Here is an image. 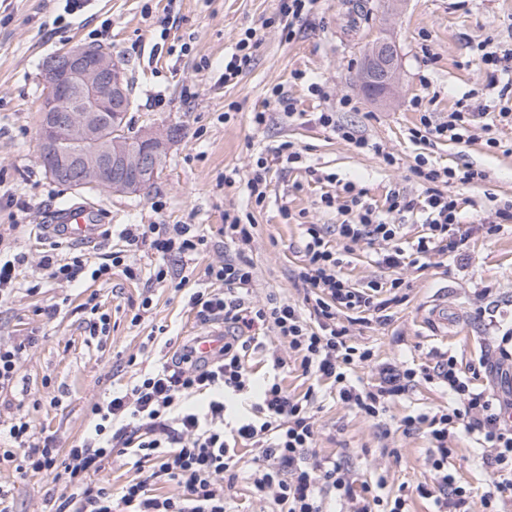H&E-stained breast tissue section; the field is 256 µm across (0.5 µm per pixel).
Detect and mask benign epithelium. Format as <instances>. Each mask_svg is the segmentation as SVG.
<instances>
[{
    "label": "benign epithelium",
    "mask_w": 512,
    "mask_h": 512,
    "mask_svg": "<svg viewBox=\"0 0 512 512\" xmlns=\"http://www.w3.org/2000/svg\"><path fill=\"white\" fill-rule=\"evenodd\" d=\"M399 69L395 42L377 40L365 52L361 90L374 100L392 97ZM41 79L40 157L48 159L50 176L75 190L125 192H140L155 180L169 134L143 130L137 138L142 149L128 151L124 133L112 123L129 99L124 69L112 53L66 47L43 63Z\"/></svg>",
    "instance_id": "benign-epithelium-1"
}]
</instances>
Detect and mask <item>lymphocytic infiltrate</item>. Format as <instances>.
<instances>
[{"instance_id": "1", "label": "lymphocytic infiltrate", "mask_w": 512, "mask_h": 512, "mask_svg": "<svg viewBox=\"0 0 512 512\" xmlns=\"http://www.w3.org/2000/svg\"><path fill=\"white\" fill-rule=\"evenodd\" d=\"M479 118L461 101L446 121L436 124L421 117L411 136L468 142L479 127L488 135L487 145L496 146L490 125H479ZM414 173L425 186L420 199L394 192L379 208L350 183L344 186L348 200L330 192L321 195L322 207L337 210L343 220L332 228L303 225V263L296 275L303 297L298 303L274 295L261 304L253 301L256 272L246 253L256 226L239 215H224V238L233 245V254L208 264L210 287L191 290L186 279L176 278L171 261L207 253L208 238L199 225H128L120 233L126 251L144 247L153 257L149 283L173 281L177 290H188V303L203 322L227 326L222 354L205 361L193 344L182 345L171 363L142 375L105 404L93 405L98 417L93 433L64 452L36 437L29 421L16 418L6 432L8 447L0 448V463L20 461L21 471L44 475L58 487L55 512H113L116 499L123 512H230L228 491L242 475L255 498L274 504V512H409L414 493L433 500L437 512H469L471 491L448 469L453 453L448 440L461 429L474 436L489 474L480 496L482 512H499L500 503L512 497V394L503 397L475 387L461 375L456 357L444 352L419 369L377 363L371 348L352 343L344 323L351 312L387 321L390 305L401 300L400 270L422 269L431 256L464 250L471 234L493 236L512 222L509 205L497 209L493 220L461 227L460 201L446 190L453 172L427 166L420 158ZM414 210L420 211L427 233L406 247L403 227L392 217ZM363 242L380 246L378 264L390 278L373 279L357 289L343 271L344 256ZM124 253L103 254L91 268L82 255L64 262L49 252L41 265L49 278L66 282L95 281L117 267L128 278H139L140 268L126 265ZM267 331L287 341L295 364L310 381L304 393L283 385L278 372L286 361L274 350L267 354V376L255 380L248 356L263 348ZM358 367L374 369L376 383L367 387L355 381L352 374ZM420 379L443 389L449 399L447 405L407 414L399 424L406 436L425 431L430 482L412 493L403 488L392 493L385 479L358 482L341 461L318 456L319 392L332 393L345 408L382 423L390 401ZM197 395L202 403L189 404V397ZM241 445L254 452L246 468L236 452ZM116 448L152 465L117 491L99 476ZM161 480L177 484L180 494L153 493Z\"/></svg>"}]
</instances>
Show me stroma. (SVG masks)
I'll list each match as a JSON object with an SVG mask.
<instances>
[{
	"instance_id": "obj_1",
	"label": "stroma",
	"mask_w": 512,
	"mask_h": 512,
	"mask_svg": "<svg viewBox=\"0 0 512 512\" xmlns=\"http://www.w3.org/2000/svg\"><path fill=\"white\" fill-rule=\"evenodd\" d=\"M322 0L318 13L295 25L286 39L278 0H90L75 15L63 12L62 0H0V233L26 252L28 262L12 295L0 302V340L32 336L19 365L17 385L0 394V426L14 418L30 421L38 438H52L58 448L76 444L93 426L90 408L112 390L172 357L171 347L189 342L205 326L187 304L184 292L170 283L145 288L121 269L97 281L62 282L39 267L44 251L66 256L79 245L39 237L52 211L71 202H87L96 223L107 233L84 249L88 257L120 248L118 233L127 224H198L211 243L209 253L184 263L190 287L208 285L207 265L225 251V211L253 214L257 234L250 257L256 271L253 298L269 294L301 300L293 274L301 265V223L337 224L341 215L321 208L324 192L353 183L367 202L382 205L388 193L421 197L415 177L416 157L446 167L457 177L448 184L461 200V221L476 224L512 202V127L497 126L499 147L484 139L469 143L412 141L409 131L422 113L433 122L447 119L457 100L482 90L481 102L492 122L500 102L486 89L477 46L492 40L512 47V0ZM256 29L260 44L237 83L225 84L224 60L235 51L240 34ZM388 36L400 50V80L390 102L376 104L359 89L364 52L375 38ZM93 45L108 48L122 65L132 87L128 118L133 129L161 128L170 141L152 187L139 193L106 189L77 191L53 179L39 154V105L44 95L43 61L58 50ZM324 86L326 98L311 94L310 84ZM280 87L298 113L293 121L270 115L266 124L251 121L263 110L273 87ZM421 108H414V101ZM312 112L335 113L394 154L395 165L380 156L355 151L332 132L309 123ZM294 142L302 161L284 169L273 163L269 198L251 202L244 179L257 155L271 158L283 141ZM485 172L479 183L459 176L467 169ZM235 174L228 186L224 177ZM336 175L337 184L324 182ZM401 302L391 305L387 322L360 320L352 341L371 347L379 363L430 364L435 353L455 355L462 370L491 356V345L512 327V223L491 237L474 235L469 250L431 257L423 269L402 270ZM96 294L109 316L108 338H89L83 305ZM152 308L140 313L144 297ZM448 299V331L434 333L428 315L431 301ZM56 305L54 318L43 307ZM139 324H132L134 314ZM317 451L348 458L356 476L385 475L388 490L429 481L428 447L422 432L382 439L373 420L324 396L317 413ZM448 461L461 483L474 492L471 512H481L479 495L487 480L473 461L475 441L457 432ZM398 449L397 457L384 449ZM0 485L10 489L14 512H52L54 499L41 475L21 473L0 464Z\"/></svg>"
}]
</instances>
